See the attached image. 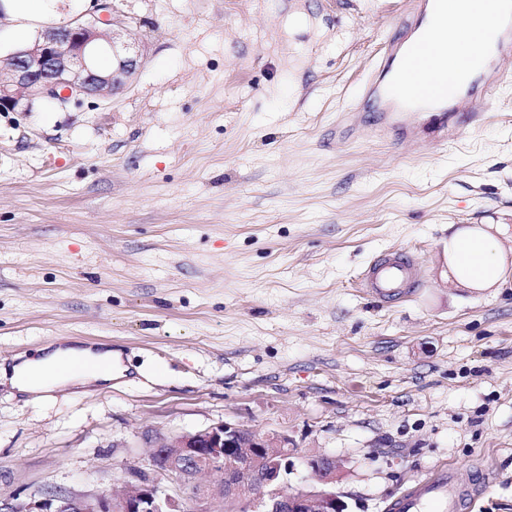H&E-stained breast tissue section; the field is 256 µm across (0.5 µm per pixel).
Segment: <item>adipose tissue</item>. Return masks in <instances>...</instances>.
Listing matches in <instances>:
<instances>
[{
  "mask_svg": "<svg viewBox=\"0 0 512 512\" xmlns=\"http://www.w3.org/2000/svg\"><path fill=\"white\" fill-rule=\"evenodd\" d=\"M511 224H452L448 227L446 268L450 286L472 292L512 288ZM118 355L91 346H44L40 355L13 364L0 378L34 402L72 384L108 383Z\"/></svg>",
  "mask_w": 512,
  "mask_h": 512,
  "instance_id": "ef3b65f1",
  "label": "adipose tissue"
}]
</instances>
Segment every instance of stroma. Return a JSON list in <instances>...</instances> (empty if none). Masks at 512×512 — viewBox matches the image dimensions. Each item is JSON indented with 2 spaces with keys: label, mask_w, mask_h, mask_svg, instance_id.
Wrapping results in <instances>:
<instances>
[{
  "label": "stroma",
  "mask_w": 512,
  "mask_h": 512,
  "mask_svg": "<svg viewBox=\"0 0 512 512\" xmlns=\"http://www.w3.org/2000/svg\"><path fill=\"white\" fill-rule=\"evenodd\" d=\"M408 0H122L119 93L0 112V362L106 343L125 376L0 386V499L112 496L156 442L221 422L335 460L349 512L440 465L512 512V288L448 285L452 224H512V78L424 153L359 93ZM407 251L420 281L361 284ZM421 275L420 261L403 251L388 253L374 261L363 274V286L372 295L392 298L404 293L409 282Z\"/></svg>",
  "instance_id": "1"
}]
</instances>
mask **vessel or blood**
<instances>
[{
  "label": "vessel or blood",
  "mask_w": 512,
  "mask_h": 512,
  "mask_svg": "<svg viewBox=\"0 0 512 512\" xmlns=\"http://www.w3.org/2000/svg\"><path fill=\"white\" fill-rule=\"evenodd\" d=\"M446 0H410L404 27L411 33L402 41L389 42L374 72L361 90L384 103L388 114L435 113L428 126L389 124L396 145H414L424 149L426 138L448 139V115L465 112L473 104L466 93L472 73H480L487 88L505 80L504 66H512V0H481L479 8L490 17L484 34L485 45L477 52L453 65H434L438 39L448 36ZM421 264L412 254L395 251L374 261L363 274V286L381 298L403 294L407 284L418 281ZM473 497L472 491L461 489L452 470L438 467L388 504V512H459Z\"/></svg>",
  "instance_id": "obj_1"
}]
</instances>
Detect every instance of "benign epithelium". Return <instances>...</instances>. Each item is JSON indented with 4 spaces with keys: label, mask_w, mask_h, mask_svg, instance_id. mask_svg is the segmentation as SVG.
Wrapping results in <instances>:
<instances>
[{
    "label": "benign epithelium",
    "mask_w": 512,
    "mask_h": 512,
    "mask_svg": "<svg viewBox=\"0 0 512 512\" xmlns=\"http://www.w3.org/2000/svg\"><path fill=\"white\" fill-rule=\"evenodd\" d=\"M116 0H94L93 14L77 15L62 25H47L38 37L7 55L12 74L0 82V112H30L37 101L65 108L89 96L120 90L143 63L127 26L116 18ZM112 55V67L96 65L101 53ZM295 446L288 435L260 433L222 422L186 433L175 443L158 442L150 470L127 473L130 490L117 496L53 493L26 507L3 503L0 512H184L185 500L162 485L164 476L190 490L194 512H209L207 501L219 497L233 512H348L336 491V462L326 456L305 460L312 481L284 492L294 470ZM222 475L218 488L198 482L204 474Z\"/></svg>",
    "instance_id": "7a95c632"
}]
</instances>
